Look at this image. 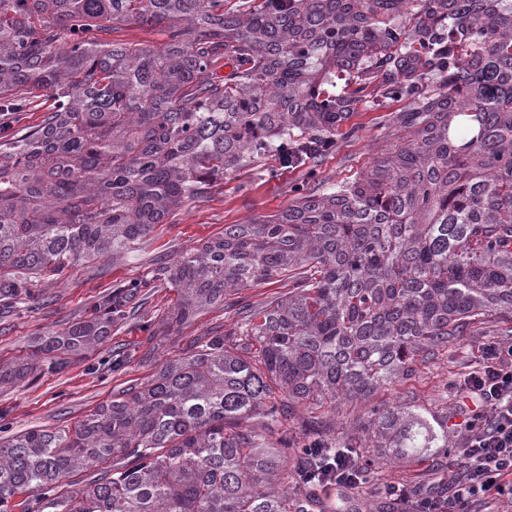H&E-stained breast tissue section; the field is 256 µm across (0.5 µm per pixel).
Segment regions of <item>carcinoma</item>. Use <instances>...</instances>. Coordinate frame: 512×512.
Masks as SVG:
<instances>
[{"label":"carcinoma","instance_id":"cac0c4a2","mask_svg":"<svg viewBox=\"0 0 512 512\" xmlns=\"http://www.w3.org/2000/svg\"><path fill=\"white\" fill-rule=\"evenodd\" d=\"M124 22L166 40L107 38ZM379 97L413 106L360 178L226 224L152 277L177 292L168 324L275 276L288 297L72 428L1 442L0 512L26 492L22 512H290L288 484L313 489L296 481L313 436L398 461L448 447V423L397 404L359 436L310 418L291 439V404L366 399L485 323L512 332V0H0V113L45 110L0 141L6 313L79 262L129 255L228 171L270 153L313 170L353 105ZM150 281L116 286L39 358L96 348ZM33 362L0 363V384Z\"/></svg>","mask_w":512,"mask_h":512}]
</instances>
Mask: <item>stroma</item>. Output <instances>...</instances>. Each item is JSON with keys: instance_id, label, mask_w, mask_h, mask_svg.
<instances>
[{"instance_id": "1", "label": "stroma", "mask_w": 512, "mask_h": 512, "mask_svg": "<svg viewBox=\"0 0 512 512\" xmlns=\"http://www.w3.org/2000/svg\"><path fill=\"white\" fill-rule=\"evenodd\" d=\"M408 100L356 104L347 126L336 129L335 150L320 162L315 177L281 168L267 156L252 165L226 173L203 198L187 202L165 223L154 225L135 246L131 257L104 258L79 264L36 288L20 313L0 317V361L27 356L39 338L69 323L94 316L100 300L115 285L151 277L159 260H172L193 246L215 239L225 225L255 216L281 213L298 194L315 189L335 191L369 167L372 157L394 143L387 118L410 108ZM358 129L348 135V126ZM288 280L275 277L236 292L232 302L208 309L183 325L166 328L164 320L176 300L169 284L156 281L142 289L112 327L111 336L93 351L69 357L63 367L35 364L21 382L0 388V441L36 427L67 428L119 397L129 387L144 386L161 361L180 357L187 346L206 336L223 335L238 319V308H261L284 299ZM494 324L457 337L448 350L418 361L411 375L376 391L368 400L340 407L323 405L318 416L335 433H354L367 421L372 407L386 401L411 404L437 418L452 416L458 407L454 385L480 363L483 343L501 340ZM445 470L435 457L377 461L360 488H331L319 492L315 512H378L390 487L412 488L438 480L455 482L462 470L460 439L448 438Z\"/></svg>"}]
</instances>
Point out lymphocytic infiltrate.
I'll return each mask as SVG.
<instances>
[{"label": "lymphocytic infiltrate", "mask_w": 512, "mask_h": 512, "mask_svg": "<svg viewBox=\"0 0 512 512\" xmlns=\"http://www.w3.org/2000/svg\"><path fill=\"white\" fill-rule=\"evenodd\" d=\"M483 365L456 386L463 401L461 420L455 428L464 441V473L452 497L427 502L423 512H462L468 504L491 496L505 512H512V345L497 341L481 348ZM358 456L326 458L317 474L302 472V479L316 477L321 488H358Z\"/></svg>", "instance_id": "obj_1"}]
</instances>
